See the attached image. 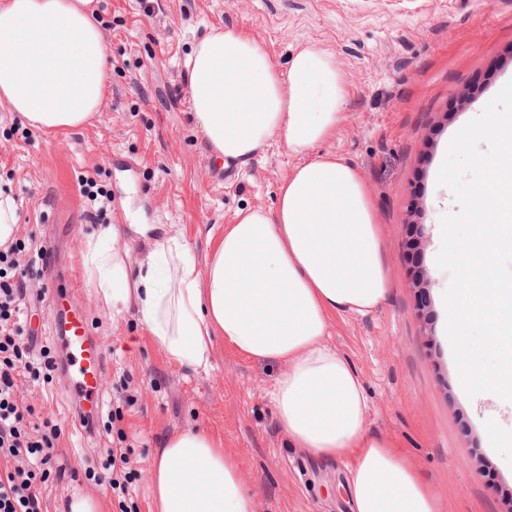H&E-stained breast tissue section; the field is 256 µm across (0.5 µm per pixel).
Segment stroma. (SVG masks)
Segmentation results:
<instances>
[{"label":"stroma","instance_id":"1","mask_svg":"<svg viewBox=\"0 0 512 512\" xmlns=\"http://www.w3.org/2000/svg\"><path fill=\"white\" fill-rule=\"evenodd\" d=\"M109 49L99 112L82 128L49 136L0 105V191L18 196L15 238L25 245L26 306L37 344L48 332L46 238L56 268L78 287L77 302L102 345L103 405L84 429L60 372L26 380L38 420L59 428L55 470L44 486L47 512L73 498L151 512L148 462L163 440L189 427L221 437L256 494L258 512H352L346 466L295 448L281 430L270 392L284 373L224 343L214 368L195 375L170 362L136 316L112 323L83 268V242L126 213L133 224H173L206 261L239 210H274L297 156L270 141L244 166L211 175L214 158L198 130L183 66L203 35L227 26L253 36L279 71L298 44L314 42L341 64L347 103L336 134L318 145L360 171L382 234L392 287L366 315L333 318L328 344L362 378L370 428L392 436L428 479L447 512H512V443L489 449L483 412L471 398L442 334L438 296L450 282L432 264L435 172L448 140L480 114L503 78H512V0H98ZM97 170V206L78 177ZM420 244L411 260L408 239ZM127 448L140 473L126 497L99 485L106 450Z\"/></svg>","mask_w":512,"mask_h":512}]
</instances>
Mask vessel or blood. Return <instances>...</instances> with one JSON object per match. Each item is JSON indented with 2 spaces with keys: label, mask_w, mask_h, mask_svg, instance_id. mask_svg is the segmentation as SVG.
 Masks as SVG:
<instances>
[{
  "label": "vessel or blood",
  "mask_w": 512,
  "mask_h": 512,
  "mask_svg": "<svg viewBox=\"0 0 512 512\" xmlns=\"http://www.w3.org/2000/svg\"><path fill=\"white\" fill-rule=\"evenodd\" d=\"M49 311L52 334L59 347L63 374L70 393L98 410L102 402L105 368L101 347L91 334L73 295L53 296Z\"/></svg>",
  "instance_id": "b4317fda"
}]
</instances>
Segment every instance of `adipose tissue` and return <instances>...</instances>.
<instances>
[{
  "label": "adipose tissue",
  "mask_w": 512,
  "mask_h": 512,
  "mask_svg": "<svg viewBox=\"0 0 512 512\" xmlns=\"http://www.w3.org/2000/svg\"><path fill=\"white\" fill-rule=\"evenodd\" d=\"M95 0H0V105L40 130L77 129L99 110L108 50ZM203 141L246 165L277 140L301 164L280 183L275 211H240L198 265L174 227L135 225L151 247L131 263L124 225L83 244L84 270L112 320L136 314L181 368H213L216 341L275 360L278 421L291 443L343 462L353 512H446L395 440L367 425L351 363L326 342L336 314H365L391 281L371 198L358 169L315 148L339 128L347 91L334 53L307 42L287 73L240 29L205 35L186 60ZM153 512H258L222 439L189 428L166 438L148 464Z\"/></svg>",
  "instance_id": "obj_1"
}]
</instances>
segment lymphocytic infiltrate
I'll return each mask as SVG.
<instances>
[{
	"label": "lymphocytic infiltrate",
	"instance_id": "f902f5d3",
	"mask_svg": "<svg viewBox=\"0 0 512 512\" xmlns=\"http://www.w3.org/2000/svg\"><path fill=\"white\" fill-rule=\"evenodd\" d=\"M20 243L0 248V512H42L43 485L54 466L56 430L35 423L20 390L34 373L31 340L20 330L24 288Z\"/></svg>",
	"mask_w": 512,
	"mask_h": 512
}]
</instances>
